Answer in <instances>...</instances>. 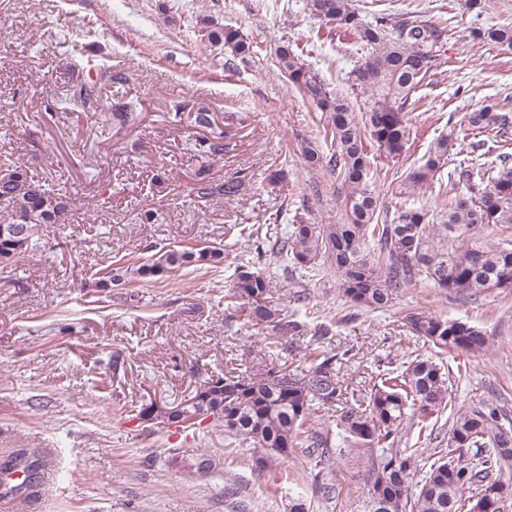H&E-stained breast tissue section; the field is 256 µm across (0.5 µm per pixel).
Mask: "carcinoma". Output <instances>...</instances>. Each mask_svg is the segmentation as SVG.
I'll list each match as a JSON object with an SVG mask.
<instances>
[{
  "label": "carcinoma",
  "mask_w": 512,
  "mask_h": 512,
  "mask_svg": "<svg viewBox=\"0 0 512 512\" xmlns=\"http://www.w3.org/2000/svg\"><path fill=\"white\" fill-rule=\"evenodd\" d=\"M305 9L318 19L354 32L362 41L365 57L349 72L352 83L366 95L363 111L354 112L348 98L331 89L290 45L278 47L279 66L288 79L323 113L324 139L332 152L305 150L308 163L325 165L346 187V221L342 224L288 225L287 236L271 251L256 250L255 269L238 267L224 302L247 307L254 324L280 318L271 301L270 278L265 270L277 263L314 269L326 262L336 269L343 296L355 307L384 310L415 282L447 291L460 300L489 293L512 291V234L489 243L481 230L512 228V167L505 164L485 172L471 166L448 174L443 201L435 212L402 207L392 219L380 216L374 189V156H405L411 147V127L405 107L419 84L439 66L446 28L420 21L413 12L393 17L375 13L367 19L352 8L351 0H306ZM209 43L234 55L252 52L253 46L234 26L208 30ZM475 37L512 47V28L478 30ZM125 80L112 66L102 64L95 74L67 90L61 100L47 103L44 119L59 111L91 112L102 106V86ZM134 101L112 104V122L124 127L135 120ZM194 122L210 129L194 141V152L220 159L229 152L227 132L216 126L207 112ZM467 129L478 134L500 133L509 124L507 113L487 105L465 116ZM458 139L457 129L434 138L425 162L408 173L402 185L430 184L448 163V147ZM464 190L455 191L459 184ZM238 184L216 185L204 177L195 181L191 195L206 201L215 195L233 196ZM0 206L10 220L0 224V271L18 258L45 247L44 226L58 224L71 208L70 198L28 175L25 166L5 165L0 180ZM224 262L219 246L183 245L160 249L142 263L107 266L99 270V291L158 277L185 267L215 268ZM403 320L409 330L424 338L437 354L451 351L480 354L490 347L487 333L477 326L448 320L425 311H409ZM349 351H318L307 369H290L272 362L249 373L230 371L207 380V386L175 407L152 403L142 408V419L165 418L175 423L197 424L187 415L224 419L226 436L251 445L252 458L265 461L264 469L288 462L299 454L316 470L314 492L330 501L337 487L324 470L335 457L366 458L368 512H504L487 500L485 492L503 482L512 485V452L502 450L503 433L511 435L512 419L493 404L458 405L449 394V377L429 357H416L401 369H381L369 386L355 389L343 372ZM449 411L448 447L435 452L428 470L418 464V449L403 447L402 432L418 431L432 440L439 417ZM333 412L335 427H318ZM336 431L331 448L330 431ZM42 463L34 448H19L0 464V472H20L21 486L31 487ZM170 463L197 472L216 467V460L198 454L173 453Z\"/></svg>",
  "instance_id": "1"
}]
</instances>
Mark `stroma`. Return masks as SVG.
I'll list each match as a JSON object with an SVG mask.
<instances>
[{
    "instance_id": "obj_1",
    "label": "stroma",
    "mask_w": 512,
    "mask_h": 512,
    "mask_svg": "<svg viewBox=\"0 0 512 512\" xmlns=\"http://www.w3.org/2000/svg\"><path fill=\"white\" fill-rule=\"evenodd\" d=\"M484 4L478 14L468 0H355L367 15L413 11L447 28L439 67L406 108L413 146L404 158L374 163L388 212L405 203L435 209L437 187L403 194L399 183L449 124L487 104L512 113V49L474 36L480 28L512 27V0ZM84 21L95 29L86 39L78 31ZM210 25L240 28L253 54L241 59L201 40ZM319 25L305 0H0V155L19 159L73 200L64 223L45 227V251L0 273V460L19 448L43 457L36 493L0 486V512H289L299 498L308 512H365L360 458L331 466L327 477L340 495L328 503L314 494L305 458L255 469L248 446L228 445L223 420L206 419L195 430L140 417L145 405L176 406L224 371L273 360L308 366L311 337L252 325L224 303L237 258L252 243H241L216 270L137 279L97 294V306L88 302L97 272L116 255L220 244L233 224L260 226L259 244L268 249L291 224L343 222L341 178L304 157L308 146L328 150L320 112L276 57L282 41L298 45L305 63L362 105L349 81L361 44L340 32L316 37ZM105 60L127 80L106 87L103 99L136 100L135 123L115 128L107 110L64 112L46 123L44 102L64 96ZM177 102L191 112L209 110L230 132L233 150L214 160L196 156L199 128L168 119ZM475 141L460 135L440 179L462 165L499 166L503 155L512 156V125L505 135L485 136L483 146ZM280 169L287 180L271 183ZM201 171L217 184L239 182L237 195L197 201L190 190ZM147 209L154 223L139 222ZM270 275L285 319L325 326V349L353 350L345 371L357 382L375 374L377 360L432 356L405 326L408 309L478 325L491 339L487 352L443 357L453 395L512 414V292L461 301L420 283L387 310L369 312L346 303L328 266L274 265ZM178 448L221 465L207 475L172 467Z\"/></svg>"
}]
</instances>
